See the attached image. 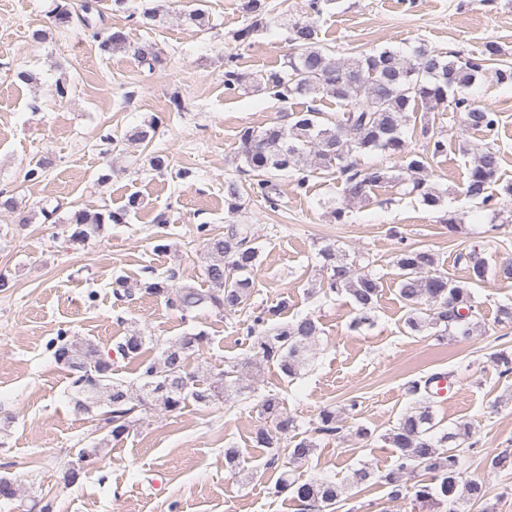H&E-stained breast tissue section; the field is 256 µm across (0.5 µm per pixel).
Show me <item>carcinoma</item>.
Instances as JSON below:
<instances>
[{
  "mask_svg": "<svg viewBox=\"0 0 512 512\" xmlns=\"http://www.w3.org/2000/svg\"><path fill=\"white\" fill-rule=\"evenodd\" d=\"M329 2L307 0L306 16L296 20L283 18L292 51L280 68L262 71L254 78L256 88L282 105V111L288 113V123L276 122L263 128L245 126L239 131L242 173L253 176L246 193L275 210L280 202L276 174H300L296 186L303 190L307 188L304 172L308 168L335 167L345 176L344 193L350 201L363 200L371 190L389 184L402 195L416 197L428 206L440 205L441 196L429 179L428 160L443 154L446 144L422 116L420 133L425 139V151L413 152L408 149L405 128L410 125L411 113L432 112L443 106L462 113L468 128L493 135L499 123L497 113L474 104L464 96V91L486 72L489 62L497 60L501 48L495 42H487L477 57L448 59L420 45L408 57L385 48L339 61L320 40L317 24ZM97 4L98 0H84L81 4V20L88 29L93 27L95 17L101 15ZM243 9L252 16V23L236 34L241 41L264 25L267 3L246 0ZM93 37L103 54L127 48V37L120 30L106 36L97 31ZM134 55L150 71L163 64L149 43L137 46ZM325 97L336 101L340 115L330 119L314 105ZM298 99L308 100L306 110L288 111V103ZM157 125V119L152 117L128 134V139L141 143L150 140ZM366 151H379L395 160L396 165L355 169L349 159ZM500 161L499 151L489 143L477 150L465 183L468 199L484 207H495V198L488 189L497 181ZM224 193L229 211L241 209L243 192L236 181L226 182ZM138 206V200L132 197L118 211L104 208L92 213L79 209L70 219L68 241L78 243L98 237L105 225L124 223ZM205 247L210 256L203 268L209 283L207 291L188 286L170 288L164 282L150 283L145 289L164 298L169 308L185 318L203 307L221 317L248 310L260 256L251 225L228 224L224 235L207 238ZM319 255L326 273L321 290L326 296L346 293L358 312L352 328L361 327L369 320L368 314L380 293L379 278L331 246L320 249ZM458 259L466 261L464 281L450 279L435 269L436 260L428 250L407 247L397 254L399 295L409 308L405 326L411 333L436 329L443 334L470 336L477 325L471 286L491 280H512L511 263L491 268L485 260L470 254L461 253ZM285 309L286 303L281 302L252 313L245 333L254 360L225 363L218 379L211 383L189 367L190 356L208 341L201 331L166 343L159 355L152 357L145 355L146 336L140 331L121 337L104 352L92 342L61 329L49 340L47 349L57 363L73 373L71 387L77 409L88 412L99 404L110 408L106 419L111 425L109 436L118 440L128 433L130 415L137 407L176 412L191 401L206 406L243 395L246 367L274 364L289 378L301 375L309 365V344L321 329L311 315L276 322L275 318ZM114 357L135 365L137 384L112 377ZM443 378L445 374L436 372L410 380L407 391L418 398V404L383 436L396 456L395 468L385 475L386 483L392 486L390 499L407 497L419 512H463L464 505L482 499L485 494L483 484L463 471L460 456L453 448V444L470 438L471 427L464 423L450 431L437 432L429 392L431 385ZM260 412L273 424L274 431H256L253 442L258 448L277 447L279 437H288V432L296 428L295 418L276 394L261 399ZM319 421L317 431L326 435L339 431L336 411L321 410ZM314 448L307 438L297 441L287 449L288 463L307 460ZM488 466L497 471L512 469V451L498 452L488 459ZM425 473L430 478H424ZM283 491L291 492L318 512H332L344 488L327 481L301 482L285 471L277 484V492Z\"/></svg>",
  "mask_w": 512,
  "mask_h": 512,
  "instance_id": "1",
  "label": "carcinoma"
}]
</instances>
